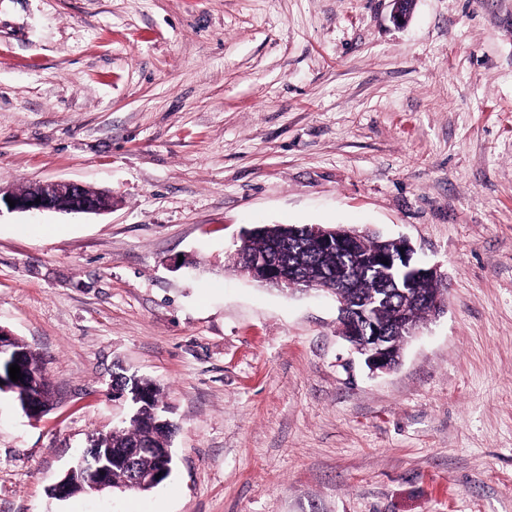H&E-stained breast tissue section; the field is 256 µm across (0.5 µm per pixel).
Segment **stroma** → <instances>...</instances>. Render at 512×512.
I'll return each instance as SVG.
<instances>
[{"label": "stroma", "mask_w": 512, "mask_h": 512, "mask_svg": "<svg viewBox=\"0 0 512 512\" xmlns=\"http://www.w3.org/2000/svg\"><path fill=\"white\" fill-rule=\"evenodd\" d=\"M0 326L50 411L0 396V512H512V0H0ZM407 239L448 307L371 373L333 299L232 263L258 225ZM177 424L148 493L47 488L123 414ZM5 197L15 200V207L10 208ZM35 199H41V202L35 203ZM27 202H32V205H27ZM2 205L10 211L22 213L66 211L99 215L112 212L113 200L109 192H92L80 182L58 180L32 182L23 193L3 191L0 188V211Z\"/></svg>", "instance_id": "1"}]
</instances>
